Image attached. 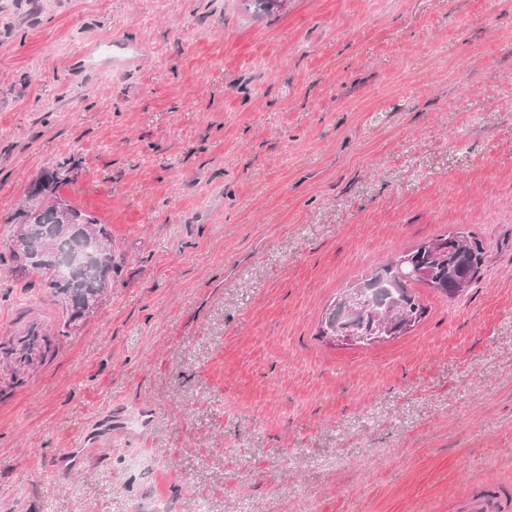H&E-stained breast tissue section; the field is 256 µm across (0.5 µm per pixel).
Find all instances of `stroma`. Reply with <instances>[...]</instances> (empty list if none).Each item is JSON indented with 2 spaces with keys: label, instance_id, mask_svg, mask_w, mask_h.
I'll use <instances>...</instances> for the list:
<instances>
[{
  "label": "stroma",
  "instance_id": "1",
  "mask_svg": "<svg viewBox=\"0 0 512 512\" xmlns=\"http://www.w3.org/2000/svg\"><path fill=\"white\" fill-rule=\"evenodd\" d=\"M0 512H456L512 491V0H9ZM124 254L93 316L18 272L30 188ZM452 231L485 262L370 346L328 303ZM155 414L143 420L145 404ZM511 507L509 496L491 481L477 492H471L459 503L461 512H508Z\"/></svg>",
  "mask_w": 512,
  "mask_h": 512
}]
</instances>
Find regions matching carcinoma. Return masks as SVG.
I'll list each match as a JSON object with an SVG mask.
<instances>
[{
  "label": "carcinoma",
  "instance_id": "obj_1",
  "mask_svg": "<svg viewBox=\"0 0 512 512\" xmlns=\"http://www.w3.org/2000/svg\"><path fill=\"white\" fill-rule=\"evenodd\" d=\"M56 174L44 171L35 184L36 193L47 197V202L41 207H35L25 212L21 227L41 225L45 228L49 239L40 244L39 248L29 253L13 252L18 262L19 270L24 273L33 272V268L48 258L61 261L70 256H77L86 249L87 242L84 232L92 229L107 241L112 236L106 227L88 213L78 210L65 201L51 196ZM463 232L456 231L446 236L437 237L410 249L388 264L382 266L368 278L361 279L351 288L343 291V295L330 303L326 309L319 328L323 339L336 334V324L342 317L344 295L358 288H367L381 277L397 273L398 267L414 265L422 271L419 279L400 286L401 305L388 313L385 331L377 328L376 312L367 307L354 321L367 336H382L391 338L403 335L414 327L425 315V308L419 297L413 292V286L421 285L430 288L446 297L455 298L463 293L459 285L467 287L478 278L483 266L485 248L482 240L474 238L479 243L476 252H466L456 242ZM121 270V261L117 260L115 250L108 254H99L94 260L80 269L64 267L60 276L54 281H43L45 287L53 294L60 296L69 311L68 322L75 325L90 317L112 290V279Z\"/></svg>",
  "mask_w": 512,
  "mask_h": 512
}]
</instances>
